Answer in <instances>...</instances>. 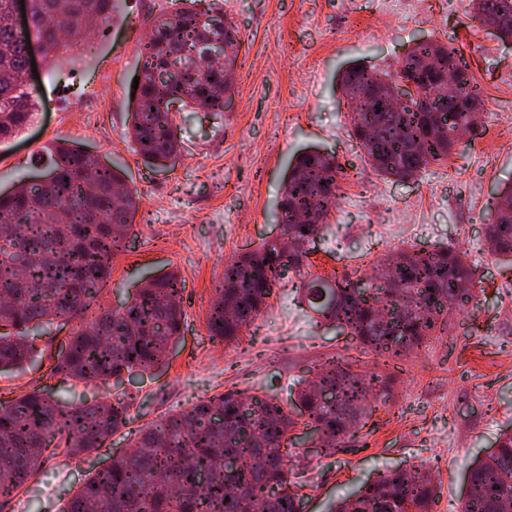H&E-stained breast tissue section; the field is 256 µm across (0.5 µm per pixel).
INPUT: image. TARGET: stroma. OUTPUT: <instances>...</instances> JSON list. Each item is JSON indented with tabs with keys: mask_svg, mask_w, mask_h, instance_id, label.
Returning <instances> with one entry per match:
<instances>
[{
	"mask_svg": "<svg viewBox=\"0 0 512 512\" xmlns=\"http://www.w3.org/2000/svg\"><path fill=\"white\" fill-rule=\"evenodd\" d=\"M182 7L181 0H124L121 20L101 30L90 53L54 68L37 61L42 109L25 132L0 144V193L39 174L45 148L60 140L121 168L139 210L98 303L117 307L146 279L173 270L184 281L185 316L165 363L119 387L50 376L68 331L50 326L35 336L36 364L0 375V401L44 386L73 402L123 400L130 422L97 454L48 458L0 512H61L96 470L130 450L139 428L229 390L291 402L333 356L388 377L390 395L375 402L364 438L335 454L289 448L288 477L303 485L302 512H329L337 498L394 466L431 470L433 512H457L470 462L512 430V264L490 254L485 229L499 191L512 184V46L471 19L470 0H213L238 29L230 107L177 113L182 151L151 168L127 136L140 41L156 16ZM424 40L459 51L484 104L475 132L448 159L411 179L385 178L352 135L340 77L353 64L393 69ZM308 149L335 156L344 171L328 227L311 246V275L362 280L397 248L464 251L474 300L450 311L447 334L384 361L318 321L288 277L240 341L209 336L206 316L225 262L275 235L284 175Z\"/></svg>",
	"mask_w": 512,
	"mask_h": 512,
	"instance_id": "35a3bbf8",
	"label": "stroma"
}]
</instances>
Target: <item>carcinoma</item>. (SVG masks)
Wrapping results in <instances>:
<instances>
[{"mask_svg": "<svg viewBox=\"0 0 512 512\" xmlns=\"http://www.w3.org/2000/svg\"><path fill=\"white\" fill-rule=\"evenodd\" d=\"M206 0L156 17L141 45V76L128 127L135 152L147 165H163L180 152L179 109L224 111L232 81L212 61L216 44L238 43L232 21ZM15 0H0V143L20 135L39 111L35 88L19 81L33 29L53 64L90 47V21L111 23L121 0H31L28 28L11 22ZM473 18L487 15L512 36V0H471ZM433 59L432 75L417 74L419 58ZM453 75V96L437 97L433 83ZM417 83L407 106L364 99L352 112V135L372 168L410 179L448 157L462 131L472 130L471 109L483 100L458 52L440 44L416 46L397 77ZM392 79V76L385 77ZM365 67L348 68L343 87L385 79ZM46 181H19L0 195V373L33 361L29 336L45 319L74 322L50 375L87 385L119 382L123 375L162 365L182 335L183 290L171 271L143 283L114 309L91 311L112 278V259L128 248L139 196L121 170L83 147L60 142L47 149ZM341 167L318 151L300 155L279 201L284 237L224 264L207 313L209 336L235 341L267 305L276 282L309 262V245L336 206ZM507 210L492 215L487 239L494 254L512 259V188ZM399 288L363 297L359 283L315 277L293 288L325 322L356 337L379 355L398 357L446 327L445 312L472 300L470 266L458 251L401 249L386 260ZM379 375L357 378L350 365L330 361L315 387L298 393L289 409L272 396L228 391L199 399L138 430L132 451L99 469L61 512H297V487L288 480L282 447L304 425L318 433L316 447L332 455L366 426L370 398L387 394ZM129 423L123 402H67L44 387L0 402V507L29 486L44 461L62 452L89 457ZM470 488L458 512H505L512 505V433L497 452L468 468ZM435 485L427 473L391 468L365 484L334 512H432Z\"/></svg>", "mask_w": 512, "mask_h": 512, "instance_id": "obj_1", "label": "carcinoma"}]
</instances>
